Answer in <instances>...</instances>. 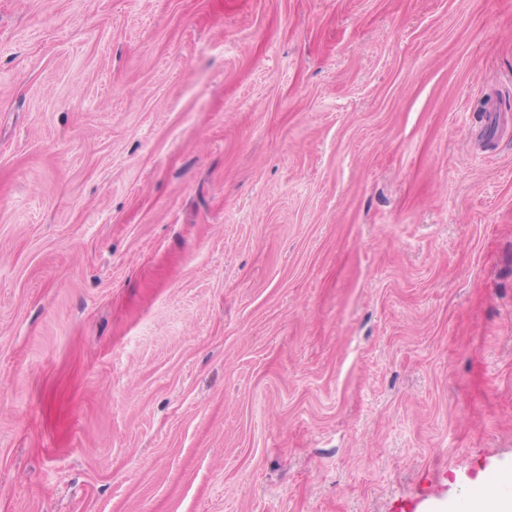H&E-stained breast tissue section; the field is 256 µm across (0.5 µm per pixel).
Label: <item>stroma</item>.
<instances>
[{
    "label": "stroma",
    "instance_id": "35a3bbf8",
    "mask_svg": "<svg viewBox=\"0 0 512 512\" xmlns=\"http://www.w3.org/2000/svg\"><path fill=\"white\" fill-rule=\"evenodd\" d=\"M491 481L512 0H0V512Z\"/></svg>",
    "mask_w": 512,
    "mask_h": 512
}]
</instances>
